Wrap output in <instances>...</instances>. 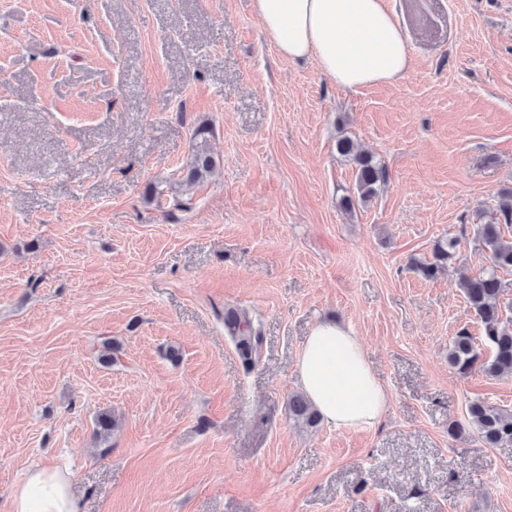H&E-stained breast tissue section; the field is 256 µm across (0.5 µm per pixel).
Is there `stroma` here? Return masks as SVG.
<instances>
[{"mask_svg":"<svg viewBox=\"0 0 512 512\" xmlns=\"http://www.w3.org/2000/svg\"><path fill=\"white\" fill-rule=\"evenodd\" d=\"M386 4L410 70L348 90L251 0H0V512L46 462L83 512H512V443L448 435L471 400L512 412V376L448 364L512 193V0ZM202 125L220 164L189 185ZM343 137L386 171L350 211ZM328 317L390 392L372 427L288 411ZM457 241H436L432 248V262L415 261L414 269L425 278H434L456 258ZM224 325L229 329L239 347L246 348L251 335L250 321L245 313L227 310L224 313Z\"/></svg>","mask_w":512,"mask_h":512,"instance_id":"obj_1","label":"stroma"}]
</instances>
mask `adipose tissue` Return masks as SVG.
Wrapping results in <instances>:
<instances>
[{"instance_id":"1","label":"adipose tissue","mask_w":512,"mask_h":512,"mask_svg":"<svg viewBox=\"0 0 512 512\" xmlns=\"http://www.w3.org/2000/svg\"><path fill=\"white\" fill-rule=\"evenodd\" d=\"M253 9L281 58L311 62L342 87L392 84L409 69L406 36L385 0H253ZM296 374L325 423L338 430L372 426L390 405L359 336L345 323L311 329ZM10 512H80L72 474L57 465L29 467Z\"/></svg>"}]
</instances>
